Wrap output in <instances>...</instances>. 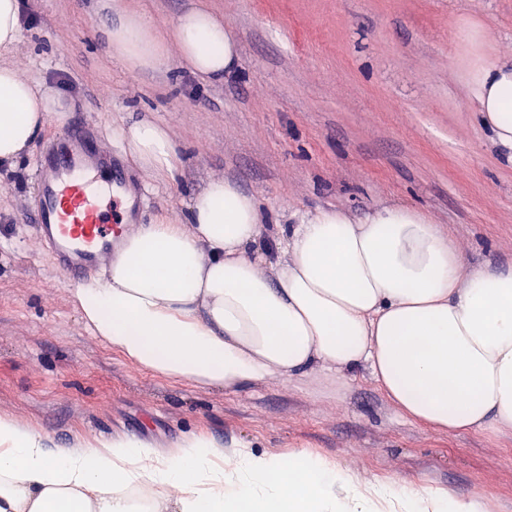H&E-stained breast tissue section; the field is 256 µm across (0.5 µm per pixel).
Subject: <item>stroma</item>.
<instances>
[{"label": "stroma", "instance_id": "stroma-1", "mask_svg": "<svg viewBox=\"0 0 512 512\" xmlns=\"http://www.w3.org/2000/svg\"><path fill=\"white\" fill-rule=\"evenodd\" d=\"M20 2L10 59L68 109L0 170V416L54 448L127 436L171 452L190 433L228 454L305 448L363 477L512 512V429H427L367 370L227 391L138 368L84 327L74 282L31 218L46 141L86 127L109 146L118 127L148 117L172 130L182 165L161 183L127 163L147 189L143 223L184 222L195 193L229 179L257 200L266 248L298 214L405 205L451 237L463 273L512 269V151L480 119L463 35L485 30L482 58L512 65V0H214L239 57L210 83L177 68L130 72L108 51L98 0Z\"/></svg>", "mask_w": 512, "mask_h": 512}]
</instances>
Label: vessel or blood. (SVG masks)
Returning <instances> with one entry per match:
<instances>
[{
    "mask_svg": "<svg viewBox=\"0 0 512 512\" xmlns=\"http://www.w3.org/2000/svg\"><path fill=\"white\" fill-rule=\"evenodd\" d=\"M36 237L57 268L81 278L112 253L145 204L118 158L88 131H67L50 141L35 181Z\"/></svg>",
    "mask_w": 512,
    "mask_h": 512,
    "instance_id": "1",
    "label": "vessel or blood"
}]
</instances>
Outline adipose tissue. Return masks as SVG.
<instances>
[{"mask_svg": "<svg viewBox=\"0 0 512 512\" xmlns=\"http://www.w3.org/2000/svg\"><path fill=\"white\" fill-rule=\"evenodd\" d=\"M111 14L108 50L133 72L179 67L223 80L237 62L224 17L198 4L161 31L128 0ZM20 0H0V166H12L62 111L60 94L9 61ZM483 122L512 149V67L479 62L470 79ZM132 161L157 181L181 155L151 119L119 127ZM262 218L234 182L210 181L185 223L142 225L98 277L71 288L95 338L141 369L237 390L275 379L367 369L405 417L433 430L512 429V272L462 274L451 240L419 210L356 218L339 210L281 225L278 256L259 250ZM270 274H263L262 265ZM0 512H492L488 502L381 483L300 449L225 455L207 436L167 454L129 437L52 448L0 416Z\"/></svg>", "mask_w": 512, "mask_h": 512, "instance_id": "ef3b65f1", "label": "adipose tissue"}]
</instances>
